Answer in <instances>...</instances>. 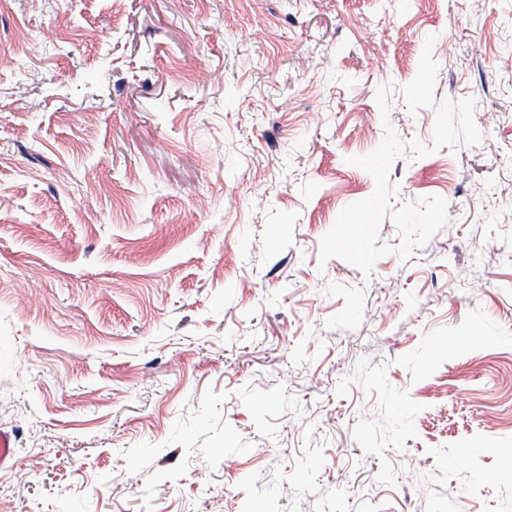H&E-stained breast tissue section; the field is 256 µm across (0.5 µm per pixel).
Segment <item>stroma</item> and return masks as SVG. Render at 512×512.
Returning <instances> with one entry per match:
<instances>
[{
	"instance_id": "35a3bbf8",
	"label": "stroma",
	"mask_w": 512,
	"mask_h": 512,
	"mask_svg": "<svg viewBox=\"0 0 512 512\" xmlns=\"http://www.w3.org/2000/svg\"><path fill=\"white\" fill-rule=\"evenodd\" d=\"M431 35L481 140L388 181L449 221L321 261ZM510 54L512 0H9L0 512H512Z\"/></svg>"
}]
</instances>
